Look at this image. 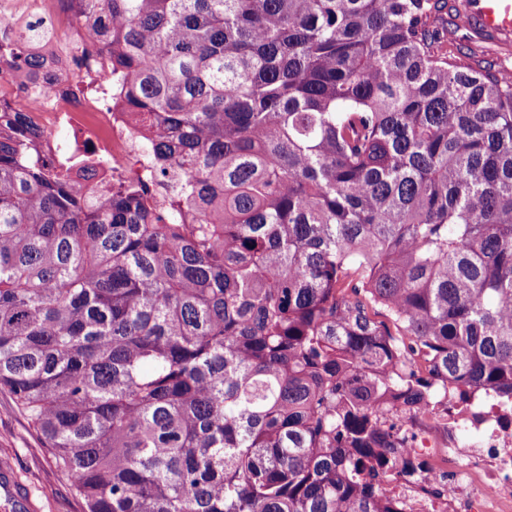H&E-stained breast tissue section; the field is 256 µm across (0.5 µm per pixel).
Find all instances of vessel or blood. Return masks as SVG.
I'll return each instance as SVG.
<instances>
[{"label": "vessel or blood", "instance_id": "b4317fda", "mask_svg": "<svg viewBox=\"0 0 512 512\" xmlns=\"http://www.w3.org/2000/svg\"><path fill=\"white\" fill-rule=\"evenodd\" d=\"M449 34L467 30L472 39L512 47V0H450Z\"/></svg>", "mask_w": 512, "mask_h": 512}]
</instances>
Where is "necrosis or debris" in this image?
Instances as JSON below:
<instances>
[{
	"label": "necrosis or debris",
	"mask_w": 512,
	"mask_h": 512,
	"mask_svg": "<svg viewBox=\"0 0 512 512\" xmlns=\"http://www.w3.org/2000/svg\"><path fill=\"white\" fill-rule=\"evenodd\" d=\"M38 20L63 35L49 55L52 86L38 96L33 80L0 71V104L24 113L38 133L37 151L63 166L71 163L75 149L59 140L58 132L85 131L101 167L94 179L82 181L84 191L132 184L145 191L151 205L164 207L167 192L152 159L153 135L127 109L126 73L112 69L108 57L95 51L89 23L69 0H0V32L15 36ZM73 60L110 85L109 100L79 91L67 68ZM385 423L405 430L406 452L430 464L424 482L411 484L395 474L386 483L388 491L405 497L408 512H512V402L486 392L461 404L452 394L447 418L426 414L409 420L397 412Z\"/></svg>",
	"instance_id": "1"
}]
</instances>
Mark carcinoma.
Here are the masks:
<instances>
[{
	"mask_svg": "<svg viewBox=\"0 0 512 512\" xmlns=\"http://www.w3.org/2000/svg\"><path fill=\"white\" fill-rule=\"evenodd\" d=\"M74 2L200 220L1 107L0 393L83 512H405L384 413L512 398V82L441 0Z\"/></svg>",
	"mask_w": 512,
	"mask_h": 512,
	"instance_id": "obj_1",
	"label": "carcinoma"
}]
</instances>
